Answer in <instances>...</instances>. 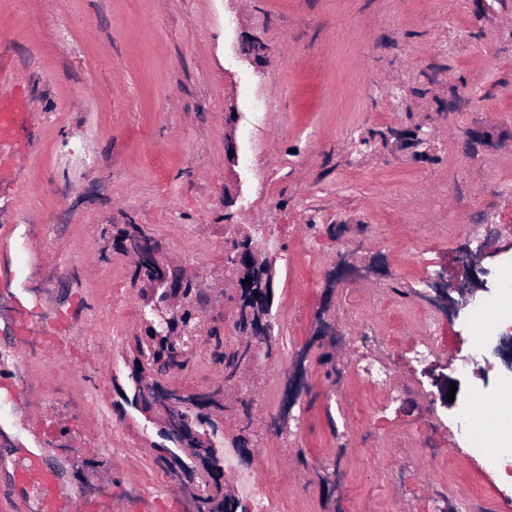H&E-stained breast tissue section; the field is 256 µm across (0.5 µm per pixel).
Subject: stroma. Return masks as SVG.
<instances>
[{"mask_svg": "<svg viewBox=\"0 0 512 512\" xmlns=\"http://www.w3.org/2000/svg\"><path fill=\"white\" fill-rule=\"evenodd\" d=\"M0 68L28 102L24 150L0 163V347L21 262L59 259L64 285L39 302L47 317L64 313L68 336L0 358V373L25 371L34 386L0 397V512H27L15 462L28 452L64 499L184 512L186 493L155 462L161 418L126 401L141 300L131 257L101 229L143 225L210 288L203 322L234 343L229 222L275 230L262 248L275 271L274 354L243 371L216 419L231 442L236 399L251 400L243 462L258 479L275 474L272 512H432L442 480L461 499L482 486L512 512L456 429L436 437L447 462L417 450L420 427L473 395L451 350L419 365L397 352L395 379L412 389L391 401L334 341L363 327L421 335L407 296L461 245L482 247L483 279L497 286L494 262L512 250L500 231L512 225V0H0ZM250 99L273 108L250 111ZM62 210L59 237H46ZM195 349L196 364L170 379L188 393L224 378L204 336ZM58 390L84 397L80 420L45 401ZM105 416L111 433L92 435Z\"/></svg>", "mask_w": 512, "mask_h": 512, "instance_id": "stroma-1", "label": "stroma"}]
</instances>
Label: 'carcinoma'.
I'll use <instances>...</instances> for the list:
<instances>
[{"label": "carcinoma", "mask_w": 512, "mask_h": 512, "mask_svg": "<svg viewBox=\"0 0 512 512\" xmlns=\"http://www.w3.org/2000/svg\"><path fill=\"white\" fill-rule=\"evenodd\" d=\"M224 237V256L234 263L238 281L241 282L234 297L233 326L241 337L234 347L224 345V331L218 325L207 330L213 358L224 368V385L237 381L245 368L252 363L254 353L272 354V324L269 315L274 296L273 264L268 261L255 265L252 250L255 248L253 233L234 224L227 227ZM112 241V248L141 240L148 247H160L141 224H113L103 231ZM172 268L158 265H139L131 275L132 287L138 289L142 301L144 330L132 337L127 345L126 363L129 378L134 385L133 400L145 413L158 411L150 399L152 392L162 387L172 375L188 368L192 361L193 342L201 326L200 314L210 303L211 294L194 278H187L185 308L176 315L163 303L166 273ZM251 279V284L242 281ZM205 404L179 407L180 425L165 430L167 438L178 445V451L165 447L155 448V462L165 472L183 476L199 487L201 497L197 512H244L241 501L224 494V470L217 467V474L199 465L198 460L210 459L218 463L217 448L213 437L217 427Z\"/></svg>", "instance_id": "obj_1"}]
</instances>
